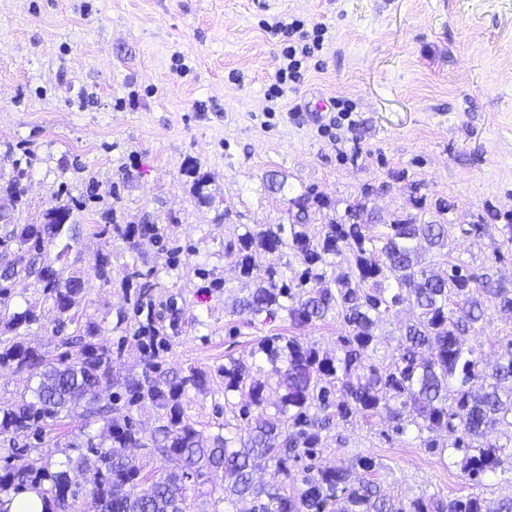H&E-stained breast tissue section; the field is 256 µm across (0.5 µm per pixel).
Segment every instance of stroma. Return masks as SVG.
<instances>
[{"label": "stroma", "instance_id": "obj_1", "mask_svg": "<svg viewBox=\"0 0 512 512\" xmlns=\"http://www.w3.org/2000/svg\"><path fill=\"white\" fill-rule=\"evenodd\" d=\"M276 15L326 33L318 66L272 99L280 42L263 24ZM338 99L353 125H335ZM11 179L27 199L15 223L77 205L65 263L85 281L76 309L100 324L101 343L117 340L124 264L182 292L188 323L166 356L175 369L213 372L225 354L248 355L253 337L290 335L283 320L250 327L232 313L244 282L212 291L194 270L223 277L237 260L224 250L233 225L287 222L289 199L304 192L329 202L310 232L369 186L375 223L447 222L454 257L511 283L501 227L512 224V0H0V183ZM145 216L173 225L179 269L156 245L134 253L114 240V282L101 286L100 232ZM481 222V237L467 234ZM510 341L512 313L493 303L464 337L489 359ZM223 404L220 392L184 400L212 432ZM382 430L354 422L348 445L327 441L320 465L374 456L376 480L405 501L512 496L511 471L476 488L414 435Z\"/></svg>", "mask_w": 512, "mask_h": 512}]
</instances>
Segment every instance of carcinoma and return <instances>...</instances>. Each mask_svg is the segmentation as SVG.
Segmentation results:
<instances>
[{
  "instance_id": "1",
  "label": "carcinoma",
  "mask_w": 512,
  "mask_h": 512,
  "mask_svg": "<svg viewBox=\"0 0 512 512\" xmlns=\"http://www.w3.org/2000/svg\"><path fill=\"white\" fill-rule=\"evenodd\" d=\"M369 193L346 201L344 214L311 235L305 224L312 206L324 202L308 194L289 200L297 209L292 224H235L225 249L238 253L233 276L254 288L232 304L233 313L253 323L280 316L303 328L334 314L345 327L336 351L324 352L297 336H259L249 357L225 355L224 425L215 433L197 428L184 411L189 390H208L209 372L198 367L162 368L161 354L182 333L184 299L165 292L136 264L123 267L122 284L131 312L119 313L124 329L117 350L96 341L100 326L74 311L84 290L81 277L66 268L49 271L47 247L59 242L55 261L69 254L70 208L45 214L41 224H15L0 245L6 261L0 275V324L14 334L0 346V366L26 374L18 398L0 406V443L7 446L0 468L3 495L30 490L49 504L47 512H189L199 486L222 474L224 494L212 497L209 512H512V497L496 507L483 497L443 499L422 495L395 502L373 478L379 463L357 453L341 467L317 468L309 461L325 448L329 435L356 420L383 417L397 436L415 429L420 446L443 459L454 458L464 478L481 485L502 468L512 445V341L493 363L460 336L486 319V301L512 313V285L478 273L452 256L448 225L398 220L372 233ZM113 236L136 251L138 238L160 245L164 265L175 269L180 247H167L170 224H113ZM435 253V272L422 245ZM301 270L294 271L293 264ZM33 277L42 299L60 314L52 329L53 349L33 347L21 338L40 320L37 305L10 311V276ZM95 277L112 282L110 252L98 251ZM408 305L417 311L396 340L387 363L373 358L375 330ZM139 353L141 375L118 365L125 347ZM275 389L277 399L267 396ZM453 397H448V389ZM150 404L159 425L150 437L131 413ZM82 409L77 455L61 469L26 460L30 448L20 439L43 438L63 415ZM506 443H500V439ZM143 448L168 463L157 478L128 453ZM96 458L90 488L69 476ZM273 464V483L253 478L255 460Z\"/></svg>"
}]
</instances>
